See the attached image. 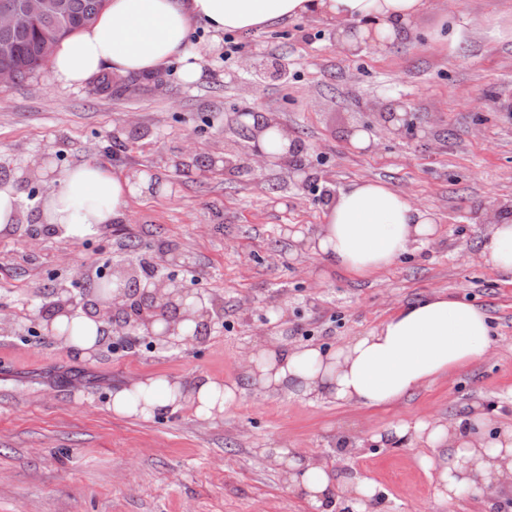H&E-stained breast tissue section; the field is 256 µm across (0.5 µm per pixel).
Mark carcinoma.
Here are the masks:
<instances>
[{
  "instance_id": "carcinoma-1",
  "label": "carcinoma",
  "mask_w": 512,
  "mask_h": 512,
  "mask_svg": "<svg viewBox=\"0 0 512 512\" xmlns=\"http://www.w3.org/2000/svg\"><path fill=\"white\" fill-rule=\"evenodd\" d=\"M65 12L59 16L44 17L35 23L14 31L11 41L14 46L9 56L0 55V67H9L15 72V82H22L36 71L46 67L38 46L47 34L62 41L75 35L80 29L93 24L105 9L107 0H64Z\"/></svg>"
}]
</instances>
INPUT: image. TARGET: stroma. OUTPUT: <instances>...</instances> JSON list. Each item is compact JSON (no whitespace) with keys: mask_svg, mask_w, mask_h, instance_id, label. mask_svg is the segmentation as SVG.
Masks as SVG:
<instances>
[{"mask_svg":"<svg viewBox=\"0 0 512 512\" xmlns=\"http://www.w3.org/2000/svg\"><path fill=\"white\" fill-rule=\"evenodd\" d=\"M431 0L432 10L389 53H340L330 29L291 20L216 52L201 78L171 61L157 80L106 96L93 83L54 85L50 69L0 89V181L47 159L139 169L168 183L131 200L125 222L72 241L36 230L0 236V512H317L289 491L260 448L291 447L333 462L338 479L381 488L375 512H512V495L487 503L435 501L421 448L337 452L354 426L461 415L475 400L512 419V284L477 261L483 222L512 204V0ZM256 66L242 67L243 56ZM401 104L412 134L389 132ZM276 114L304 148L311 187L280 164L213 166L225 149L253 152L238 110ZM130 130L113 141L114 122ZM366 128L372 151L350 148ZM359 179L410 193L438 217L437 240L374 280H358L298 251L326 198ZM160 269L205 289L198 342L165 346L105 331L91 357L50 335L38 311L53 289H92L105 262ZM434 290L482 306L493 324L485 358L390 409L354 410L243 385L224 420L190 409L146 419L112 413L114 387L142 377L207 375L241 382L243 354L268 336L335 346Z\"/></svg>","mask_w":512,"mask_h":512,"instance_id":"obj_1","label":"stroma"}]
</instances>
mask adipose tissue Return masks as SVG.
<instances>
[{
	"label": "adipose tissue",
	"instance_id": "ef3b65f1",
	"mask_svg": "<svg viewBox=\"0 0 512 512\" xmlns=\"http://www.w3.org/2000/svg\"><path fill=\"white\" fill-rule=\"evenodd\" d=\"M429 0H108L98 20L60 42L50 61L53 81L79 87L103 71L114 76L157 72L173 60L181 78L195 82L207 49H219L224 33L254 35L290 19L329 26L336 45L349 54L366 48L383 51L415 27ZM212 32L210 48L192 44L195 25ZM258 127L254 164L287 155L292 141L265 114L245 116ZM46 192L36 222L63 238L80 240L126 220L130 200L151 195L156 186L143 171L118 173L89 160L62 171L43 165ZM435 212L388 184L356 180L326 204L323 222L311 234L294 232L301 250L359 279H374L418 247L434 241ZM479 263L512 274V206L499 210L483 231ZM54 335L73 333L66 343L81 355L94 352L103 336L102 320L82 312L51 314ZM487 312L475 304L435 290L398 306L370 330L325 350L289 344L272 336L243 359L244 376L255 390L288 394L339 407H391L440 378L484 357L492 345ZM237 383L208 376L170 381L146 377L113 389V412L150 417L191 406L197 418L218 423L239 397ZM404 444L430 449L434 497L445 503L462 495L485 501L512 490V421L495 420L480 402L456 418H400L364 437L346 436L349 452L365 444ZM260 455L276 466L290 490L309 504L342 505L344 512H369L377 490L366 479L340 482L333 467L293 449L264 448Z\"/></svg>",
	"mask_w": 512,
	"mask_h": 512
}]
</instances>
